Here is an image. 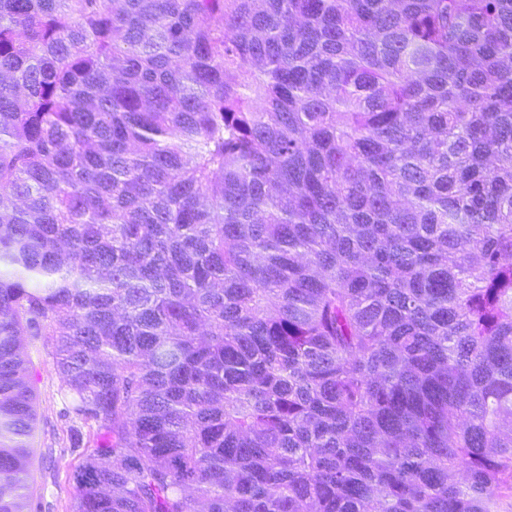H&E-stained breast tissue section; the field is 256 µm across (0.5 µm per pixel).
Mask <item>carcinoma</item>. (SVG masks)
<instances>
[{"mask_svg":"<svg viewBox=\"0 0 512 512\" xmlns=\"http://www.w3.org/2000/svg\"><path fill=\"white\" fill-rule=\"evenodd\" d=\"M0 512L27 336L71 512H496L512 0H0ZM26 351L34 367L37 421L30 439L33 448L30 492L39 512H71L74 486L71 472L85 448H72L71 429L88 427L64 415L62 381L54 365L53 348L45 336H27Z\"/></svg>","mask_w":512,"mask_h":512,"instance_id":"cac0c4a2","label":"carcinoma"}]
</instances>
